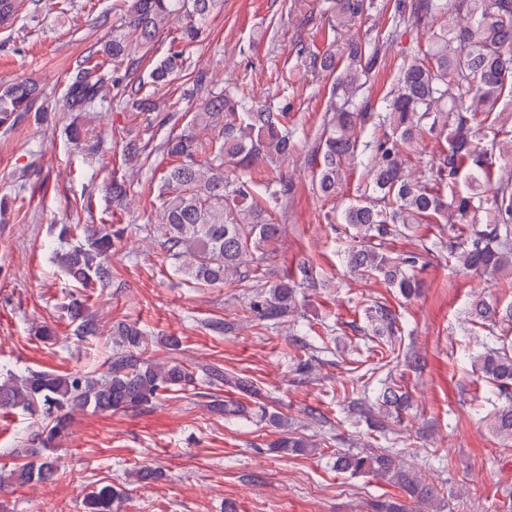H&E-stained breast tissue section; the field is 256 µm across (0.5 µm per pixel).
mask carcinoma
Returning a JSON list of instances; mask_svg holds the SVG:
<instances>
[{"label":"carcinoma","mask_w":512,"mask_h":512,"mask_svg":"<svg viewBox=\"0 0 512 512\" xmlns=\"http://www.w3.org/2000/svg\"><path fill=\"white\" fill-rule=\"evenodd\" d=\"M121 31L104 48L106 59L90 54L83 60L65 95L69 112H93L105 101L107 87L119 101L141 112L156 108L143 85L123 71L135 64V49L145 48L170 25H177L178 43L151 71V82L166 83L184 67L198 45L209 16L223 0H125ZM373 0H336L338 30L351 28L372 8ZM444 24L430 31L426 48H418L403 67L397 89L378 112L353 102L361 78L382 64L380 35L348 46L349 63L337 78L342 103L333 108L318 154L317 192L336 196L347 166L366 173L364 190L347 203L342 223L355 231V244L345 251L349 270L374 276L410 299L423 287L418 269L424 254L390 257L374 241L409 232L422 224L448 225V254L456 268L493 278L512 268V172L496 166L501 138L512 129L494 115L504 94L512 95V0H394L390 14L395 32L404 22L425 25L435 18ZM297 57L323 70L333 69V56L318 55L306 44L296 45ZM29 82L0 83V128L9 130L38 98ZM288 106L259 105L237 89L208 92L196 124L214 129L211 138L188 132L163 143L173 164L159 180L155 197L163 232L157 241L166 258L188 279L204 286H222L256 277L270 247L281 238L277 212L295 186L286 177L255 178L249 167L290 153L296 129L288 124ZM429 134L447 146L430 160L411 163L408 148ZM497 184L492 198L480 195L484 183ZM118 234L112 224H64L54 260L81 288L105 287ZM317 288L309 262L248 302L258 320L280 323L294 312L297 288ZM75 335H98L97 320L85 300L74 297L66 307ZM375 336H393L396 316L384 304L366 309ZM469 321L480 328L512 326V303L503 307L478 294L469 303ZM115 349L102 373L77 370L60 374L26 369H0V410H21L37 418L38 448H16L12 455L27 461L5 474L0 489L52 480L58 472L53 457L57 442L68 433L73 410L107 414L155 405L170 391L201 378L214 389L227 387L259 399L247 376L230 374L214 365L191 366L174 357L167 361L142 358L148 336L139 326L120 323L112 332ZM477 376L495 385L508 403L486 417L492 433L512 444V348H489L473 361ZM405 396L387 386L379 395L385 416L404 406ZM261 419L279 429L272 447L285 454H304L317 444L294 435L288 422L264 413ZM336 470L368 474L402 489L411 504L384 501L377 512H428L436 489L424 484L398 456L388 452L342 453ZM126 490L105 485L85 498L86 512H118Z\"/></svg>","instance_id":"obj_1"}]
</instances>
